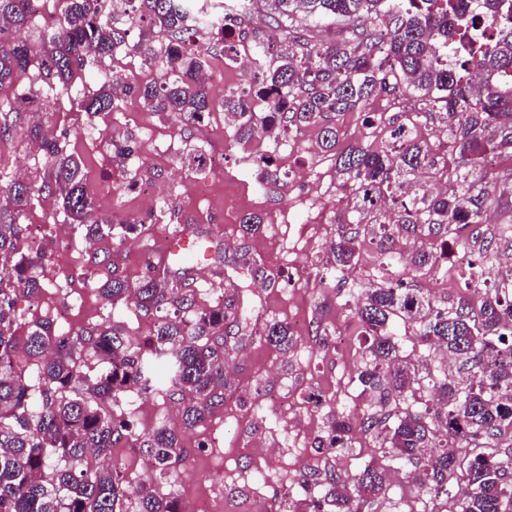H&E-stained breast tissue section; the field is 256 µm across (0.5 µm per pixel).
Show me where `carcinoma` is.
Wrapping results in <instances>:
<instances>
[{"label": "carcinoma", "mask_w": 512, "mask_h": 512, "mask_svg": "<svg viewBox=\"0 0 512 512\" xmlns=\"http://www.w3.org/2000/svg\"><path fill=\"white\" fill-rule=\"evenodd\" d=\"M32 0H0V21L10 33L0 36V90L35 67L46 87L76 101L90 117L106 115L126 97L135 96L153 112L191 129L212 111L206 83L198 79L208 45L227 42L225 26L192 27L186 18L191 0H124L129 25L109 13L108 0H58L60 11L35 43L21 35L34 16ZM273 11L271 36L258 57L277 52L279 65L256 62L249 89L224 95L222 110L232 117L233 140L251 139L262 131L271 150L257 160L260 179L269 175L273 151L288 129L320 125L319 146L336 150L339 129L331 116L362 112L383 93L394 95L399 84L425 92L429 102L446 110L458 156L448 170V190L408 200L403 190L415 172L435 165L427 143L408 117L391 131L389 151L351 146L338 154L336 166L351 185L353 212L375 210L386 198L398 204V216L379 225L380 236L360 234L355 223L338 225L333 245L336 271L356 266L364 250L374 248L386 265L399 263L395 240L412 232L431 239L429 249L411 258L412 269L438 270L453 249L474 246L465 287L477 288L480 267L503 242L484 222L491 188L489 157L508 148L512 135V89L500 88L512 72V14L504 3L482 0L481 18L496 30L486 43L472 76L448 65V37L473 19L463 3L451 0H266ZM321 18L329 14L367 19L349 41L319 45L299 56L293 47L274 50L276 36L288 31L295 14ZM139 30L138 36L131 29ZM138 57L162 65L150 80H119L105 75L96 89L75 86L80 72L110 67ZM43 88L20 90L12 105L0 110V137L20 131L48 161L39 185L0 174V512H182L179 501L140 489L124 472L105 460L118 443L133 440L125 420L112 417L104 402L131 387L144 394L176 395L182 420L193 430L223 405L224 369L230 357L226 343L211 337L224 330L236 313L223 301L197 304L190 288L193 267L174 272L175 281L152 273L129 288L118 266L109 263V277L99 294L115 303L133 297L137 313L153 324L140 342L112 324L90 328L77 339L59 334L48 321L21 331L18 295L39 296L45 288L38 270L49 258L47 245L34 247L22 236L20 219L40 197L61 201L65 220L88 239L111 235L112 216L101 212L89 195L80 158L67 153L60 136H48L40 124L24 126L22 113L39 112ZM481 167V180L469 179ZM194 318H185L187 312ZM354 317L368 337V358L358 375L362 393L374 397L384 413L369 415L363 430L379 440L383 452L410 464L416 479L431 495L430 512L448 505V481L463 477L466 487L459 512H512V454L485 452L496 439L512 433V269L486 287L479 305L459 301L441 307L431 294L404 279L380 281L362 291ZM416 328V336L439 347L452 364L420 374L399 350L397 327ZM263 340L279 349L292 342L291 329L269 324ZM24 354L30 378L16 370ZM353 427L338 417L330 425L327 450L351 445ZM184 454L178 435L158 429L149 443L148 459L168 472ZM304 512H364L386 494L385 477L367 465L342 478L332 469L305 474Z\"/></svg>", "instance_id": "cac0c4a2"}]
</instances>
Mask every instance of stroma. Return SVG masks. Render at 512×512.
<instances>
[{
	"instance_id": "35a3bbf8",
	"label": "stroma",
	"mask_w": 512,
	"mask_h": 512,
	"mask_svg": "<svg viewBox=\"0 0 512 512\" xmlns=\"http://www.w3.org/2000/svg\"><path fill=\"white\" fill-rule=\"evenodd\" d=\"M356 21L345 17L321 20L298 18L288 33L290 45H326L350 38ZM213 79L209 84L214 101L224 94L248 88L244 68L226 62L222 50H211L206 65ZM428 112L419 129L432 148L436 168L417 172L419 189L436 190L447 183L443 166L448 157L438 151L448 136V122L440 106H428L426 97L414 88L372 99L368 110L382 114L384 121L368 132L364 114L340 116L337 151L369 142L383 150L390 143V123L410 110ZM43 119L54 130L69 129L68 150L78 152L87 163L86 183L100 211L115 220L145 219L142 231L126 237L105 236L95 249L76 227H69L68 245H60L54 216L61 208L46 197L22 217L25 236L40 235L48 242L47 287L36 299L19 297L17 308L24 322L48 319L60 334L74 337L90 327L120 325L138 338L150 336V320L139 316L133 300L115 304L103 300L95 283L107 275V260H114L120 273L138 282L150 272L147 256L156 254L162 242L159 232L173 234L183 225L209 229L228 247L224 264H209L194 270V287L208 301L234 300L248 319L250 339L239 343L224 372V404L204 427L182 429L181 407L160 394L146 396L139 408L129 406L128 396L108 402L113 414L127 417L139 440L145 441L161 427L179 432L185 450L182 461L164 476L156 477V492L178 489L193 512H302L298 491L302 474L313 469L335 468L341 475L371 465L383 469L389 490L370 512H426L429 495L410 479V467L398 465L380 449L377 440L360 428L355 407H368L358 382L367 356L361 327L348 311L353 282L370 288L377 284L381 258L369 253L343 278H336L332 246L337 226L347 220L353 192L341 187L332 155L317 147L318 130L307 126L290 129L287 143L278 149L273 165L290 172L287 185L260 186L252 158L255 142L235 143L232 128L222 111L204 118L205 133L184 131L175 120L148 111L137 97L124 99L111 114L93 119L78 114L66 96L51 95ZM121 128L122 143L133 155L118 164L112 160V130ZM201 146L206 160L188 166L189 149ZM47 169L42 154L20 137L0 139V171L40 183ZM325 209V221L315 226L301 220L311 206ZM258 214L265 222L259 235L244 236L241 221ZM278 215L272 223L270 215ZM249 250L261 263L266 280L253 293L235 296L242 278L232 259ZM456 255H449L438 271L417 275L414 287L429 291L441 304L460 297L478 298V290L461 288ZM67 308L66 319H58L59 308ZM287 324L294 331L293 345L285 351L266 344V325ZM344 417L355 428L350 448L331 454L319 448L333 418ZM278 440L282 453L261 454L256 439ZM215 447H206V440Z\"/></svg>"
}]
</instances>
